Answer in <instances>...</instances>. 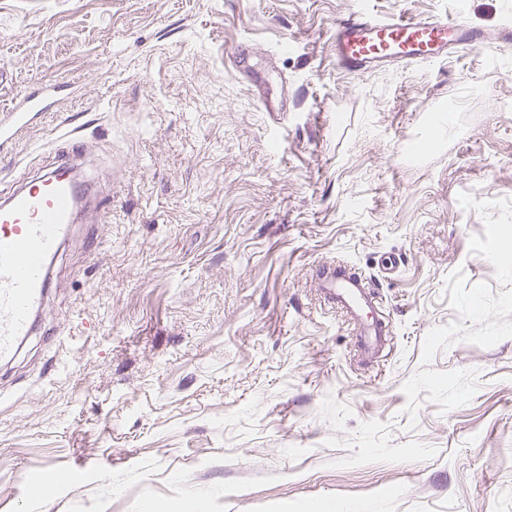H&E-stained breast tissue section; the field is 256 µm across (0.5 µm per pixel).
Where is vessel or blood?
<instances>
[{
    "instance_id": "vessel-or-blood-1",
    "label": "vessel or blood",
    "mask_w": 512,
    "mask_h": 512,
    "mask_svg": "<svg viewBox=\"0 0 512 512\" xmlns=\"http://www.w3.org/2000/svg\"><path fill=\"white\" fill-rule=\"evenodd\" d=\"M484 30L461 20L381 18L359 14L337 23L332 43L338 67L374 74L411 64H435L464 49L489 41ZM512 48V19L502 21L494 39ZM60 91L49 85L25 92L0 110V152L42 117ZM69 147L64 158L42 166L30 181L0 193V361H11L34 334L51 282L52 263L68 227L77 220L73 168L79 164L81 136L70 129L61 136ZM320 286L331 307L355 319L360 352L383 348L386 320L363 322L377 295L363 273L343 264L324 268Z\"/></svg>"
}]
</instances>
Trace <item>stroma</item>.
Masks as SVG:
<instances>
[{"label":"stroma","instance_id":"stroma-1","mask_svg":"<svg viewBox=\"0 0 512 512\" xmlns=\"http://www.w3.org/2000/svg\"><path fill=\"white\" fill-rule=\"evenodd\" d=\"M503 9L0 0V101L70 86L0 190L68 120L109 216L73 225L0 367V512H512V50L351 74L331 44L360 13L490 33ZM336 261L388 356L321 294ZM390 323L384 319L370 323H355L354 331L361 353L379 351L390 335Z\"/></svg>","mask_w":512,"mask_h":512}]
</instances>
